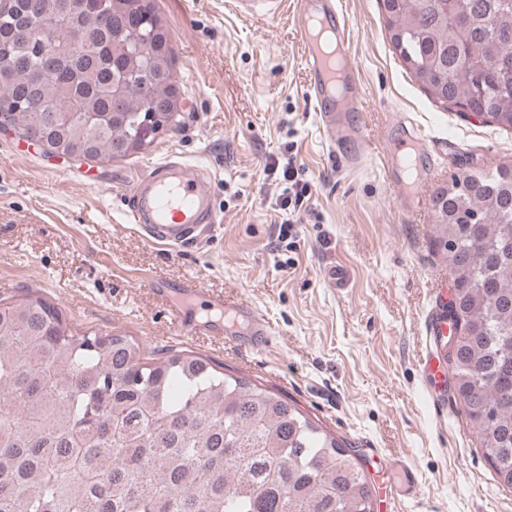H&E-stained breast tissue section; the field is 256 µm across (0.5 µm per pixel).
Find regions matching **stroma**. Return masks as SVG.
I'll use <instances>...</instances> for the list:
<instances>
[{"mask_svg":"<svg viewBox=\"0 0 512 512\" xmlns=\"http://www.w3.org/2000/svg\"><path fill=\"white\" fill-rule=\"evenodd\" d=\"M349 60L365 92L368 159L344 170L325 144L296 26V0L278 13L238 14L233 0H156L175 51L180 108L150 148L93 164L46 155L0 130V300L27 289L57 304L78 331L131 336L146 356L188 350L292 400L350 444L369 476L373 450L406 458L417 499L394 512H512L445 375L426 321L454 273L435 251L433 199L453 175L512 167V130L435 102L393 48L379 0H342ZM401 114L430 137L438 167L427 203L405 213L383 176L387 125ZM175 155L205 167L221 226L205 243H149L124 217L125 194ZM293 157L311 198L295 239H278L269 157ZM344 266L349 288L324 269ZM197 279L206 292L256 306L268 347L214 336L175 337L156 279Z\"/></svg>","mask_w":512,"mask_h":512,"instance_id":"35a3bbf8","label":"stroma"}]
</instances>
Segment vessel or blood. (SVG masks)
<instances>
[{
  "instance_id": "1",
  "label": "vessel or blood",
  "mask_w": 512,
  "mask_h": 512,
  "mask_svg": "<svg viewBox=\"0 0 512 512\" xmlns=\"http://www.w3.org/2000/svg\"><path fill=\"white\" fill-rule=\"evenodd\" d=\"M302 53L308 70V96L315 103L319 124L331 146L337 149L342 166L353 169L364 160L365 138L361 124L349 114L326 108V95L336 85L335 54L322 45L323 33H332L337 45L349 42L346 16L338 0H301ZM209 172L197 165L173 158L138 176L127 195L125 217L151 243L164 247H187L214 235L219 220L212 203ZM155 291L164 297L172 314L175 335L181 337L225 332V319H244L248 344L267 346L272 328L267 318L250 306L225 301L220 295H205L198 280L184 279L170 284L155 282ZM207 299L215 320L198 322L193 316L199 299Z\"/></svg>"
}]
</instances>
